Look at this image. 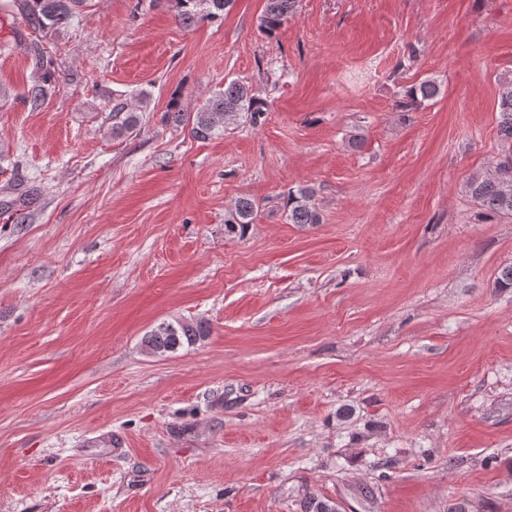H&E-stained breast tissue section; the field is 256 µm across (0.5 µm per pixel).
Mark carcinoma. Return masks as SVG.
I'll return each mask as SVG.
<instances>
[{
  "label": "carcinoma",
  "mask_w": 512,
  "mask_h": 512,
  "mask_svg": "<svg viewBox=\"0 0 512 512\" xmlns=\"http://www.w3.org/2000/svg\"><path fill=\"white\" fill-rule=\"evenodd\" d=\"M234 0H175L176 18L192 27L204 20H217L224 16ZM86 0H17L19 15L34 30L66 24L76 18L77 10ZM299 0H265L260 19V30L273 36L296 13ZM441 93V84L427 79L406 87L398 107L411 112ZM46 83L31 86L25 103L31 111L40 110L47 100ZM499 137L501 158L484 172L471 176L464 184L467 195L488 214L512 216V77L503 80L498 102ZM267 103L258 98L250 86L240 80L224 83L214 90L205 103L189 116L182 108L179 97L171 98L165 115L179 124H188L191 135L197 140H211L224 136L228 128L244 119L253 126L265 121ZM142 122L141 113L128 107L121 98L112 100V136L131 135ZM316 192L309 186H299L288 191L285 209L291 224H319L321 215L315 202ZM259 204L240 197L224 219L229 234H244L255 222ZM209 333L207 323L200 319L188 322L179 319L163 321L144 337L150 352L158 355L174 353L203 340Z\"/></svg>",
  "instance_id": "cac0c4a2"
}]
</instances>
